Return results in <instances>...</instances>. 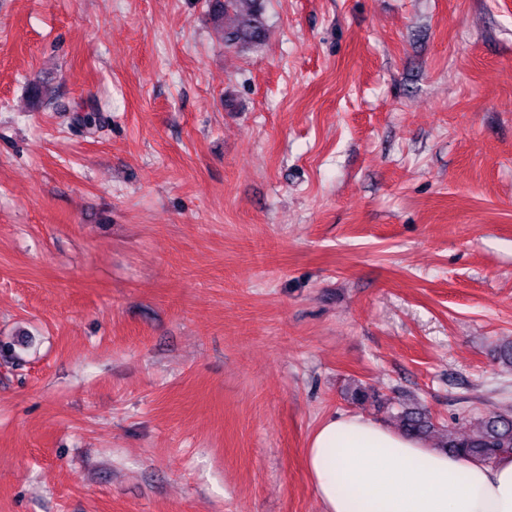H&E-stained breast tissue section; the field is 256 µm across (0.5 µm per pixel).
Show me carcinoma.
<instances>
[{"label": "carcinoma", "mask_w": 512, "mask_h": 512, "mask_svg": "<svg viewBox=\"0 0 512 512\" xmlns=\"http://www.w3.org/2000/svg\"><path fill=\"white\" fill-rule=\"evenodd\" d=\"M207 16L219 29L227 47H257L263 44L266 28L260 0H207ZM356 401H373L386 411L389 400H381L359 384L351 391ZM400 430L420 439L429 438L439 428L427 410L414 403L398 410ZM474 429L465 436L443 435L438 447L480 461H493L512 452V413L488 411L473 417Z\"/></svg>", "instance_id": "carcinoma-1"}]
</instances>
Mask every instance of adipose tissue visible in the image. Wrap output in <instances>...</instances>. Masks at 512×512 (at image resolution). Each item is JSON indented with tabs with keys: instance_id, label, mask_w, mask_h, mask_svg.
Here are the masks:
<instances>
[{
	"instance_id": "1",
	"label": "adipose tissue",
	"mask_w": 512,
	"mask_h": 512,
	"mask_svg": "<svg viewBox=\"0 0 512 512\" xmlns=\"http://www.w3.org/2000/svg\"><path fill=\"white\" fill-rule=\"evenodd\" d=\"M305 459L324 512H512V455L468 459L369 417L328 418Z\"/></svg>"
}]
</instances>
